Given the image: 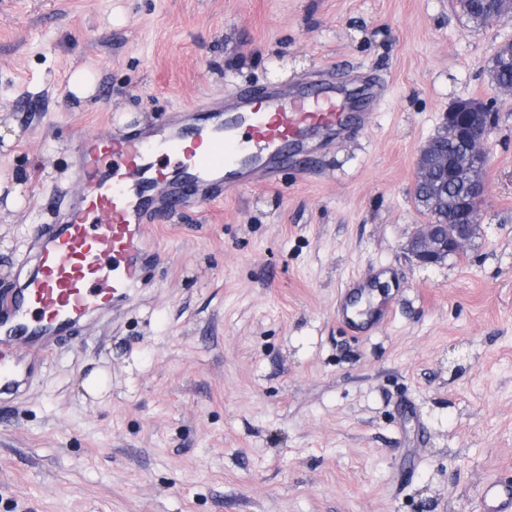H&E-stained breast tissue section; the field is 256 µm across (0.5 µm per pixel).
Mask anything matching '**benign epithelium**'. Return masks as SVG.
<instances>
[{"label":"benign epithelium","mask_w":512,"mask_h":512,"mask_svg":"<svg viewBox=\"0 0 512 512\" xmlns=\"http://www.w3.org/2000/svg\"><path fill=\"white\" fill-rule=\"evenodd\" d=\"M495 115L491 105L479 98L458 99L444 113L441 134L448 138H465L470 154L477 160L467 171L471 180V194L467 199L470 223L421 224L411 237L408 249L418 263L437 264L450 255L464 252L479 231L476 208L481 205L486 191L483 168L488 157L487 141L492 132Z\"/></svg>","instance_id":"benign-epithelium-1"}]
</instances>
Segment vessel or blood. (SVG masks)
I'll list each match as a JSON object with an SVG mask.
<instances>
[{"mask_svg":"<svg viewBox=\"0 0 512 512\" xmlns=\"http://www.w3.org/2000/svg\"><path fill=\"white\" fill-rule=\"evenodd\" d=\"M381 98L368 75L242 88L221 102L198 99L145 132L117 126L78 140V192L67 212L37 229L24 281L0 291V399L25 393L62 343L134 299L158 259L150 225L275 181L306 162L315 135L367 123L365 105ZM483 496L491 512H512V482H492Z\"/></svg>","mask_w":512,"mask_h":512,"instance_id":"1","label":"vessel or blood"}]
</instances>
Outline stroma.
Listing matches in <instances>:
<instances>
[{"mask_svg":"<svg viewBox=\"0 0 512 512\" xmlns=\"http://www.w3.org/2000/svg\"><path fill=\"white\" fill-rule=\"evenodd\" d=\"M456 0H0V289L78 186L75 140L366 71L371 120L148 231L134 301L0 401V512H483L512 481V20ZM88 66L104 96L70 97ZM494 101L481 231L422 265L421 148ZM104 371L108 392L83 387ZM464 16L475 26L481 27L493 22L504 21L508 16L512 19V5L508 10H490L482 5L472 3L470 0H458ZM511 10V13H510ZM503 60L497 64H493L489 68V76L491 83L494 84L499 91L510 93L512 92V86H501V85H512V63H509L508 59L505 56L502 58Z\"/></svg>","mask_w":512,"mask_h":512,"instance_id":"obj_1","label":"stroma"}]
</instances>
